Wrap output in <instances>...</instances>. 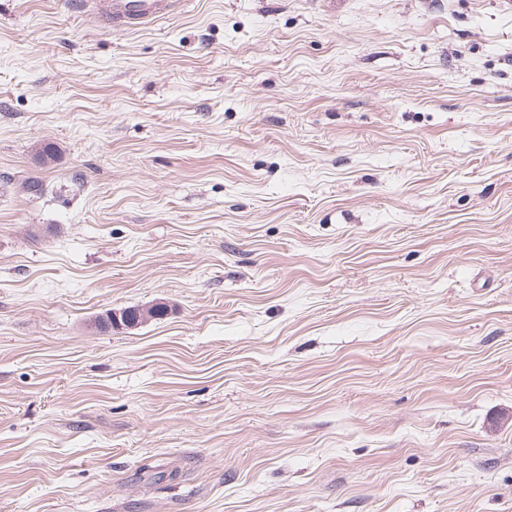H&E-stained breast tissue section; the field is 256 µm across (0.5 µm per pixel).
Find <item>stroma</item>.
Instances as JSON below:
<instances>
[{
    "label": "stroma",
    "mask_w": 512,
    "mask_h": 512,
    "mask_svg": "<svg viewBox=\"0 0 512 512\" xmlns=\"http://www.w3.org/2000/svg\"><path fill=\"white\" fill-rule=\"evenodd\" d=\"M0 512H512V12L0 0ZM170 0H75L78 11L93 8L112 27L124 28L154 21L168 10Z\"/></svg>",
    "instance_id": "stroma-1"
}]
</instances>
